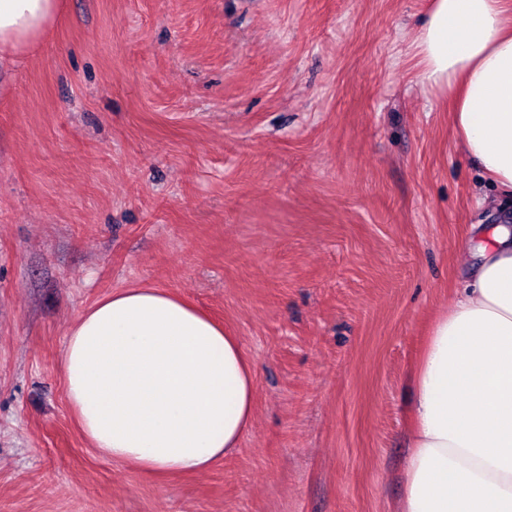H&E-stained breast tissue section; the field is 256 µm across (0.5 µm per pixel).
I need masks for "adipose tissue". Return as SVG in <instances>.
I'll use <instances>...</instances> for the list:
<instances>
[{
	"label": "adipose tissue",
	"instance_id": "obj_1",
	"mask_svg": "<svg viewBox=\"0 0 512 512\" xmlns=\"http://www.w3.org/2000/svg\"><path fill=\"white\" fill-rule=\"evenodd\" d=\"M60 0H0V54L24 52ZM425 85L447 96L460 151L512 196V0H431L416 39ZM469 273L413 373L399 512H512V225L466 247ZM68 405L103 456L198 472L239 448L256 370L239 340L174 292L122 288L71 326Z\"/></svg>",
	"mask_w": 512,
	"mask_h": 512
}]
</instances>
